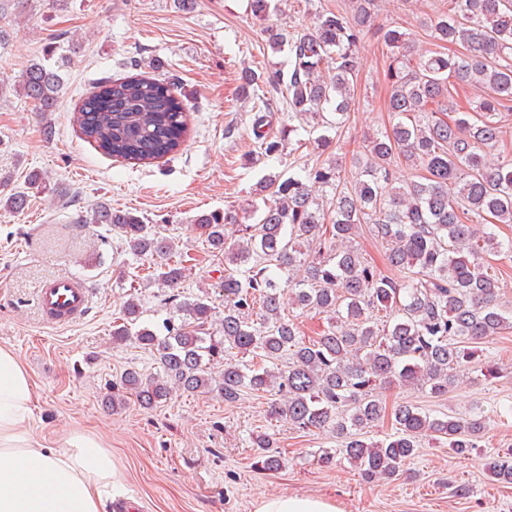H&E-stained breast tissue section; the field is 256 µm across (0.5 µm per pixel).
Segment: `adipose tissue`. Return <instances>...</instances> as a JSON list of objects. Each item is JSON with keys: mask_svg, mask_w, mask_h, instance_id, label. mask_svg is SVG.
Here are the masks:
<instances>
[{"mask_svg": "<svg viewBox=\"0 0 512 512\" xmlns=\"http://www.w3.org/2000/svg\"><path fill=\"white\" fill-rule=\"evenodd\" d=\"M35 403L31 376L13 349L0 347V512H102L121 475L95 435L73 430L59 446L36 440L26 427ZM255 512H341L335 502L281 494Z\"/></svg>", "mask_w": 512, "mask_h": 512, "instance_id": "1", "label": "adipose tissue"}]
</instances>
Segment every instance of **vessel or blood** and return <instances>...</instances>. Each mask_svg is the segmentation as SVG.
Wrapping results in <instances>:
<instances>
[{"label":"vessel or blood","instance_id":"b4317fda","mask_svg":"<svg viewBox=\"0 0 512 512\" xmlns=\"http://www.w3.org/2000/svg\"><path fill=\"white\" fill-rule=\"evenodd\" d=\"M36 300L45 324L67 325L86 314L92 302V293L77 279L58 278L39 288Z\"/></svg>","mask_w":512,"mask_h":512}]
</instances>
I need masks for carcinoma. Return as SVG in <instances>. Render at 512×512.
<instances>
[{"label":"carcinoma","instance_id":"carcinoma-1","mask_svg":"<svg viewBox=\"0 0 512 512\" xmlns=\"http://www.w3.org/2000/svg\"><path fill=\"white\" fill-rule=\"evenodd\" d=\"M272 0H249L253 17L273 53L288 51L287 65L260 73L246 67L242 92L262 82L281 92L288 104V130H305L317 146L330 143L327 132L341 129L348 116L356 49L375 22L376 0H354L349 12L322 9L311 24L288 31L267 24ZM448 11L429 19L434 37L459 47L450 55L412 53L398 28L383 40L391 49L384 81L390 89L388 111L394 123L368 140L357 154L358 177L342 183L339 165L330 161L306 166L299 175H268L260 191H270L255 222L237 213H203L194 219L216 253L224 254V316L204 294L179 300L185 277L180 264L159 267L157 284L173 291L172 308L159 327L140 322L142 308L128 299L112 341H133L149 350L159 373L146 377L129 368L112 384L106 402L117 409L123 393L146 408L167 400L175 390L217 389L233 403L249 389L280 396L271 414L286 416L301 431L322 429L336 437L339 454L359 467L365 478L391 479L403 472L431 437L462 456L477 447L485 431L481 407L464 417L438 418L413 405L391 413L395 433L365 441L363 430L386 416L376 398L380 386H415L438 397L458 377L489 381L498 367L483 357L480 341L512 329V307L499 299V278L484 254L501 252L495 234L479 224H512V158L490 162L499 147L498 116L512 101V0H448ZM54 48L18 80L19 93L38 112L55 108L64 80L49 63ZM482 91L465 111L448 90L449 79ZM298 124H293V121ZM81 137L103 154L150 164L179 151L188 131L187 110L173 85L164 79L103 78L85 97L75 116ZM264 116L253 131L265 155L280 151L282 141L266 139ZM427 172L423 180H399L396 160ZM329 187L328 205L313 194ZM91 224L119 230L135 256L170 258L173 241L160 236L140 217L100 202ZM361 224L373 225L386 244L388 261L409 275L397 281L365 263L352 245ZM240 236L228 240V226ZM331 233L326 254L307 260L301 244ZM306 312L328 315L315 339L300 335L283 314L284 301ZM385 311L380 322L376 314ZM244 357L224 363V351ZM288 355V365L278 364ZM251 360H245V357ZM260 358L256 364L252 358ZM224 364L219 379L209 369ZM259 462L279 469L280 453L268 435H257ZM491 474L512 484V458L490 462Z\"/></svg>","mask_w":512,"mask_h":512}]
</instances>
